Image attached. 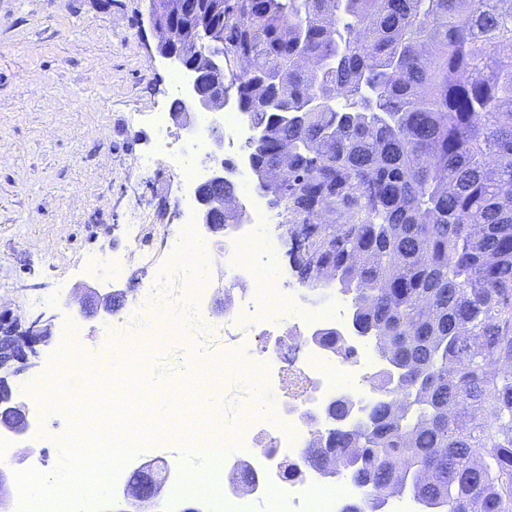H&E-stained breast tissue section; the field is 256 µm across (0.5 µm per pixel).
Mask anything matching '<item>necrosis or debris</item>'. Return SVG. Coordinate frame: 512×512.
<instances>
[{
	"label": "necrosis or debris",
	"mask_w": 512,
	"mask_h": 512,
	"mask_svg": "<svg viewBox=\"0 0 512 512\" xmlns=\"http://www.w3.org/2000/svg\"><path fill=\"white\" fill-rule=\"evenodd\" d=\"M251 227L224 242V265L232 284L224 290L227 362L248 359L269 383L271 409H255L221 434L195 437L197 447L218 450L224 466L220 512H342L363 499L361 487L343 473L308 465L305 450L331 427V405L351 403L353 416L380 396L382 364L373 342L347 335L351 306L339 299L308 310L294 283L271 278L276 250L262 234L271 216L257 198H247Z\"/></svg>",
	"instance_id": "1"
}]
</instances>
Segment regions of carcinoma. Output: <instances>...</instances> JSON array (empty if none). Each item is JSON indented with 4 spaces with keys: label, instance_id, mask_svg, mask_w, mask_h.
<instances>
[{
    "label": "carcinoma",
    "instance_id": "obj_1",
    "mask_svg": "<svg viewBox=\"0 0 512 512\" xmlns=\"http://www.w3.org/2000/svg\"><path fill=\"white\" fill-rule=\"evenodd\" d=\"M224 6L247 147L299 278L331 270L384 344L381 397L309 448L381 508L512 512V0H197ZM191 36L190 17L162 3Z\"/></svg>",
    "mask_w": 512,
    "mask_h": 512
}]
</instances>
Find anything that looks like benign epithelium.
<instances>
[{
	"label": "benign epithelium",
	"mask_w": 512,
	"mask_h": 512,
	"mask_svg": "<svg viewBox=\"0 0 512 512\" xmlns=\"http://www.w3.org/2000/svg\"><path fill=\"white\" fill-rule=\"evenodd\" d=\"M148 23L158 36L157 53L175 67L188 73L189 86L185 96L178 100V107L170 113L188 134L195 131L196 116L201 112H222L227 106H239L236 83L224 68V41L221 27L213 24L197 25L192 41L194 50L187 53L182 46L181 35L159 19L156 10L157 0H148ZM209 173L198 186L196 192V224L208 232L221 235L216 241L224 248V231L233 232L250 221L246 204L234 200L230 206L231 218L224 220V131L214 126L208 137ZM116 293L104 294L92 291L91 302L96 304V312L110 315L113 312ZM9 332L7 342L0 346V354L9 358V366L0 364V377L5 372L27 368L30 358L36 356V346L50 335L49 328L41 318L22 325L17 317L0 314V330ZM0 427L15 434H23L28 429V419L24 405L15 403L0 409ZM136 501L144 502L155 497L156 488L149 473L145 472L136 481Z\"/></svg>",
	"instance_id": "7a95c632"
}]
</instances>
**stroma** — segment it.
<instances>
[{
    "label": "stroma",
    "instance_id": "obj_1",
    "mask_svg": "<svg viewBox=\"0 0 512 512\" xmlns=\"http://www.w3.org/2000/svg\"><path fill=\"white\" fill-rule=\"evenodd\" d=\"M146 0H0V310L40 318L51 334L31 367L10 380L12 393L45 379L77 330L89 353L110 346L112 323L81 316L77 288L123 295L118 316L154 295L197 326L192 349L154 350L156 397H169L180 420H205L193 403L187 362L224 353V259L210 246L203 308L189 303L170 240L183 228L179 176L165 162L143 169L155 149L152 115L179 95L174 68L157 56ZM124 260L113 274L111 261ZM33 427L16 440L0 486V512H12L15 474L51 472L53 433L73 421L49 416L36 396L21 395Z\"/></svg>",
    "mask_w": 512,
    "mask_h": 512
}]
</instances>
